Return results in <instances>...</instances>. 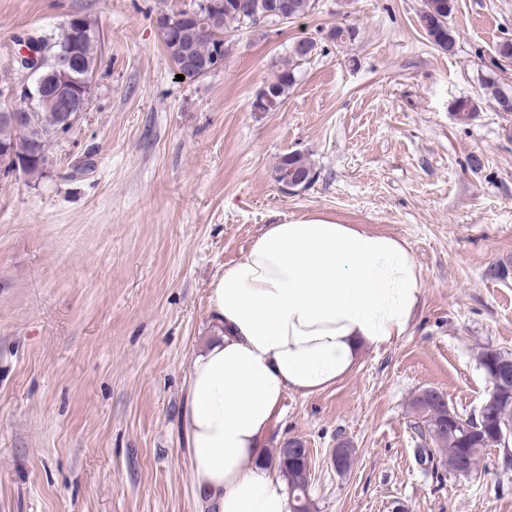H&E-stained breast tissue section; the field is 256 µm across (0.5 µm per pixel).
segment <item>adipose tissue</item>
Segmentation results:
<instances>
[{
    "mask_svg": "<svg viewBox=\"0 0 512 512\" xmlns=\"http://www.w3.org/2000/svg\"><path fill=\"white\" fill-rule=\"evenodd\" d=\"M410 245L314 213L265 225L210 283L216 337L189 364L180 432L208 512H289L259 440L286 393H320L405 336L422 299Z\"/></svg>",
    "mask_w": 512,
    "mask_h": 512,
    "instance_id": "1",
    "label": "adipose tissue"
}]
</instances>
